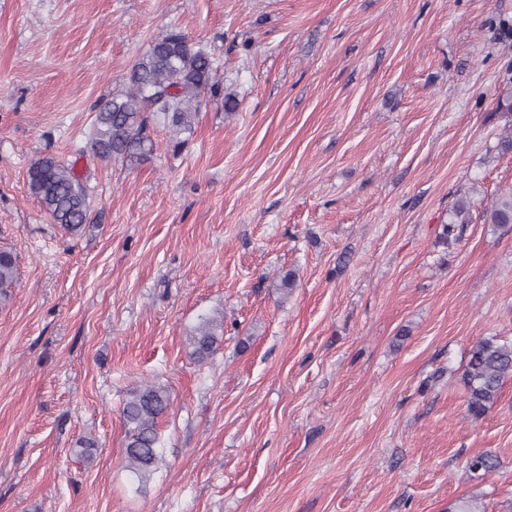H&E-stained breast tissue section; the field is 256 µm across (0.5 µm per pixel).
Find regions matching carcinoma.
Masks as SVG:
<instances>
[{"mask_svg": "<svg viewBox=\"0 0 512 512\" xmlns=\"http://www.w3.org/2000/svg\"><path fill=\"white\" fill-rule=\"evenodd\" d=\"M215 61L190 43L183 31L171 29L159 36L149 50L132 66L127 89L104 101L96 112L89 140L105 158L138 162L154 148L146 113L152 112L167 124L174 146L178 136L191 130L198 98L205 90L216 94L220 85L213 81ZM496 110L508 120V133L500 148L512 150V92L502 95ZM29 188L40 199L54 222L78 233L88 221V189L73 168L54 157L36 159L28 170ZM490 224H512V190L499 194L485 209ZM471 222L470 202L459 199L450 214L445 234L462 237L464 225ZM16 277L12 252L0 250V296L7 297ZM223 322L211 318L199 324L187 337L190 355L199 362L216 352L220 342L217 329ZM512 378V344L495 338L476 342L468 352L461 381L465 387L466 411L474 420L483 418L497 399L504 381ZM170 406V394L162 386L145 385L130 393L123 403L122 417L127 427L124 459L126 468L141 484L147 482L159 462L158 419ZM471 473L478 476L495 471L497 457L483 452L467 460Z\"/></svg>", "mask_w": 512, "mask_h": 512, "instance_id": "1", "label": "carcinoma"}]
</instances>
